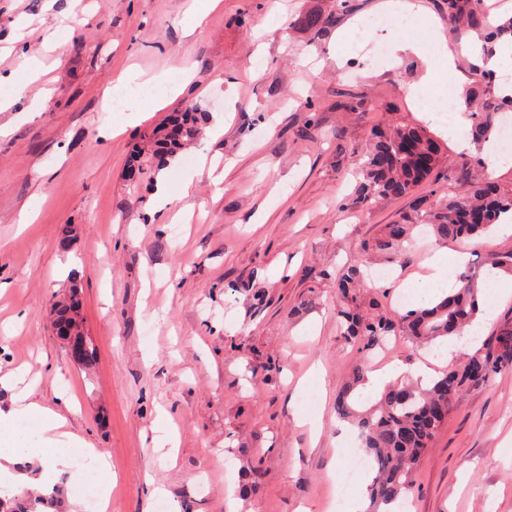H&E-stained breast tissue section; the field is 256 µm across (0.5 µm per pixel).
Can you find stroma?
<instances>
[{
	"label": "stroma",
	"instance_id": "1",
	"mask_svg": "<svg viewBox=\"0 0 512 512\" xmlns=\"http://www.w3.org/2000/svg\"><path fill=\"white\" fill-rule=\"evenodd\" d=\"M379 2L222 0L192 29V0H0V76L24 77L28 56L43 64L28 86L34 111L0 112V375L31 366L32 397L67 418L69 451L107 456L109 512H335L352 430L336 395L360 362L338 327L336 274L391 269L372 290L391 310L442 247L417 231L398 255L362 252L443 192L426 182L363 206L356 162L374 130L423 121L459 176V152L408 92L433 60L423 16L449 43L480 42L449 23L445 0H416L424 14L405 38L422 54L369 59L357 43L377 40ZM307 12L329 19L318 38L294 24ZM64 14L70 30L46 50ZM352 22V42L337 43ZM185 67L194 79L182 94L137 99L144 118L108 111L106 90L129 70ZM188 101L204 130L224 120L209 153L225 176L199 172L190 145L163 170L176 195L163 207L129 164L144 132ZM74 283L89 367L52 325ZM167 427L172 460L151 442ZM156 485L163 499L151 498ZM407 509L512 512V366L454 399Z\"/></svg>",
	"mask_w": 512,
	"mask_h": 512
}]
</instances>
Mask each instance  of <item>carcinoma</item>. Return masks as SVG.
Here are the masks:
<instances>
[{"label":"carcinoma","mask_w":512,"mask_h":512,"mask_svg":"<svg viewBox=\"0 0 512 512\" xmlns=\"http://www.w3.org/2000/svg\"><path fill=\"white\" fill-rule=\"evenodd\" d=\"M448 20L481 29L480 0H446ZM512 108V95L483 98L471 105L470 134L477 145L494 136L498 116ZM204 112L196 106L172 113L169 133L154 130L147 137L151 148L138 152L131 170L151 175L175 156L200 132ZM363 181L359 195L366 205L381 198L400 199L412 195L423 182L448 184V200L439 204L419 203L401 221L384 226L381 236L367 249L398 252L410 241L412 230L424 225L442 241H477L507 214H512V192L505 193L491 182L471 175L455 182L441 168L439 140L422 125H395L373 134L362 155ZM461 287L409 309L405 313H369L363 309L364 287L359 266L342 269L336 276L340 302L338 315L346 325L344 337L359 343L365 353L384 346L389 336H405L418 345H431L451 336L463 335L480 314L481 287L477 279L460 277ZM56 321L66 320L83 331L79 293L55 308ZM512 362V326L501 329L490 343L455 361L424 389L410 382L385 387L380 397L363 410L357 393L365 367L355 368L336 399V412L360 434L363 448L374 458L376 470L370 487L373 505L402 502L412 488V476L426 448L448 419L456 395L485 384L499 367ZM36 500L26 493H0V512H36Z\"/></svg>","instance_id":"cac0c4a2"}]
</instances>
